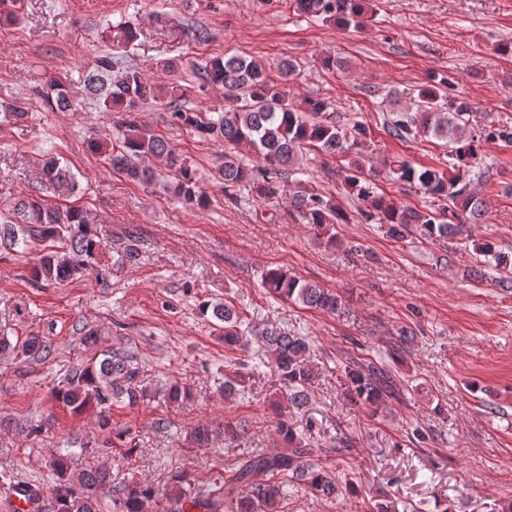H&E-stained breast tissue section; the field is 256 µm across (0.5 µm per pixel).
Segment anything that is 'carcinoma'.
<instances>
[{"mask_svg":"<svg viewBox=\"0 0 512 512\" xmlns=\"http://www.w3.org/2000/svg\"><path fill=\"white\" fill-rule=\"evenodd\" d=\"M297 11L323 21L342 26L362 28L373 12V0H293ZM112 56L102 55L95 68L86 75L85 83L99 96L105 112L116 113L115 126L120 134L107 147L97 139L88 141L93 153H104L113 169L139 183H149L155 177L150 160L164 157L168 164V188L184 204L205 209L210 204L201 189L196 169L188 158L175 153L167 140L151 131L138 118V108L147 101L169 100L170 121L189 128L202 139L228 144H248L260 159V164L247 167L233 155L224 154L216 169V177L224 183V195L233 200L231 190L253 184L259 195L271 200L288 193L299 222L311 224L328 235L334 243L332 230L347 221V214L331 198L302 185L286 186L281 181L293 173L299 153L312 148L349 161L350 175L346 180L349 192L369 203L361 211L367 221L388 226V233L402 236V231L415 225L420 234L431 241L446 240L464 230V225L481 216L482 201L468 191L464 176L480 168L483 139L500 138L512 142V128L476 132L471 126V104L459 96L448 94V78L431 79L411 97L412 106L396 109L386 121L388 134L409 141L432 135L450 145L448 169L432 166L416 168L399 156L385 163L388 174L397 181L418 187L424 194L439 200L425 211L401 208L374 195L377 172L365 168L353 155L366 127L355 123L345 129L328 112L330 103L321 99H296L288 91V78L296 66L283 60L273 69L255 59L237 54L213 57L199 68L201 78L220 85L225 90L224 111L202 118L191 109L178 106L183 96L181 86L158 85L136 68H128L119 79L112 80ZM40 94L48 107L59 112L75 109L69 89L59 78L44 82ZM43 184L72 194L77 190L74 175L60 165L54 156L43 159ZM12 217L25 224L22 235L14 233L15 222L0 225V244L9 249L21 245L46 243L47 252L31 268L36 282L48 284L67 281L98 263L104 248L97 223L81 206L55 205L39 196L27 197L15 204ZM483 263L499 272L498 284L512 288V262L488 241L473 244ZM139 259L138 236L127 232L123 260L134 264ZM264 287L275 297L293 301L335 315L343 309L341 297L333 290L312 282H302L281 268L268 269L263 275ZM202 312H212L224 323V346L245 349L249 345L245 316L229 305L204 303ZM264 351L263 361L255 368L268 367L288 384L289 402L294 407L307 403L308 388L315 378L309 363V342L303 336L291 335L279 328L267 327L253 331ZM38 359L49 355L43 341L34 336L20 344L0 338V354ZM347 386L356 403L370 408L372 415L386 411L388 399L394 397L395 385L388 370L375 362L352 361L344 368ZM167 403H178L189 397L187 388L176 382L156 392ZM151 396V389L140 379L134 354L114 349L100 361H90L69 372L55 392L56 399L80 413L95 405L103 413L101 427H106L112 406L133 407ZM276 429L287 448L275 454L250 456L228 471L224 484L208 496L201 497L186 489L183 476L172 479L171 487L161 495L163 512H282L285 485L295 479L304 490L316 498L334 501L351 490L325 467L310 460L309 449L301 445L288 420L280 418ZM52 467L59 478L53 512H99L95 490L112 482V474L104 468L82 471L77 479L68 474L67 457L53 459ZM121 512H148L154 491L139 482L129 481L117 489Z\"/></svg>","mask_w":512,"mask_h":512,"instance_id":"obj_1","label":"carcinoma"}]
</instances>
